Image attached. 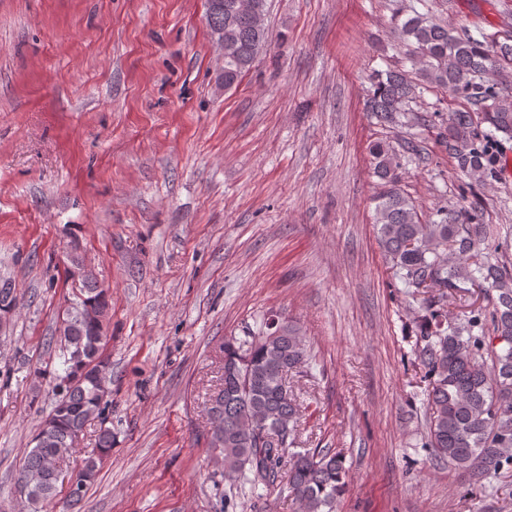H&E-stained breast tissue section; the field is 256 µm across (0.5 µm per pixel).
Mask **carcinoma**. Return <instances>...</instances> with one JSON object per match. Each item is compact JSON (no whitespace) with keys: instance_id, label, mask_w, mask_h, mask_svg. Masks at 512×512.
I'll list each match as a JSON object with an SVG mask.
<instances>
[{"instance_id":"obj_1","label":"carcinoma","mask_w":512,"mask_h":512,"mask_svg":"<svg viewBox=\"0 0 512 512\" xmlns=\"http://www.w3.org/2000/svg\"><path fill=\"white\" fill-rule=\"evenodd\" d=\"M207 8L210 34H224V89H231L248 72L269 43L266 25L254 26L234 15L236 0ZM392 32L409 47L411 71L386 70L371 78L366 100L382 126L409 122L411 103L426 86L460 96L482 115L469 111L448 114L436 128V141L457 159L475 184L495 177V162L487 144L497 135L512 137V91L498 80L502 63L512 60V44L479 40L465 28L447 25L391 0ZM488 129H481V125ZM373 174L383 191L375 197L374 224L393 278L411 296L427 289L437 297L422 298L415 318V335L423 378L428 382L424 447L440 460L472 473L480 480L512 472V263L487 252L497 229L481 224L465 207H440L424 217L403 189L400 150L387 142L369 151ZM478 288L493 301L485 316L472 310L461 321L448 317L446 303L455 302L465 286ZM101 312L107 293L97 281L81 283ZM17 299L13 281L0 279V314ZM60 332L57 357L63 374L52 387L55 400L32 439L19 474L41 473L55 460L67 462L83 432V415L100 406L112 383L109 363L88 368L91 332L103 335L104 320L90 322L84 308L68 307ZM224 377L209 411L224 416V437L209 447L224 457V477L244 479L252 487L285 484L297 512H336L346 484L341 455L316 448L288 453L289 444L259 436V423L297 424L301 405L283 388V375L304 366L311 350L301 329L286 320H264L248 339L224 341ZM58 496V481L46 477L25 494L26 512H48Z\"/></svg>"}]
</instances>
